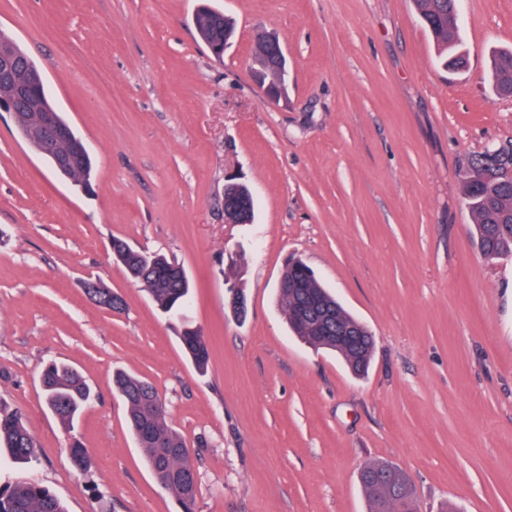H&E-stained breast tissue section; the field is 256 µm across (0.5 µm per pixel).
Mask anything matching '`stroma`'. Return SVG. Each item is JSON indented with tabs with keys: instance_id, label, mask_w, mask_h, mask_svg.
Returning a JSON list of instances; mask_svg holds the SVG:
<instances>
[{
	"instance_id": "1",
	"label": "stroma",
	"mask_w": 512,
	"mask_h": 512,
	"mask_svg": "<svg viewBox=\"0 0 512 512\" xmlns=\"http://www.w3.org/2000/svg\"><path fill=\"white\" fill-rule=\"evenodd\" d=\"M214 3L237 23L220 60L197 37L196 0H0V32L95 163L82 192L0 112V406L37 442L25 478L68 512H178L112 390L123 370L157 388L190 448L196 512H367L371 462L405 471L418 512H512V256L480 254L462 180L472 155L512 147V97L488 80L493 52L512 49V0H461L457 72L412 0ZM261 30L288 54L276 102L253 77ZM230 178L252 189L253 223H226ZM116 237L190 274L206 372L113 262ZM291 256L373 333L367 375L291 334L278 294ZM91 279L125 310L98 307ZM53 360L95 393L71 432L42 403Z\"/></svg>"
}]
</instances>
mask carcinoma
Here are the masks:
<instances>
[{
  "mask_svg": "<svg viewBox=\"0 0 512 512\" xmlns=\"http://www.w3.org/2000/svg\"><path fill=\"white\" fill-rule=\"evenodd\" d=\"M422 25L431 33L438 48L452 65L462 67L465 56L458 49L459 0H414ZM200 40L213 55H224V39L234 34L233 21L221 10L207 6L193 16ZM0 49L15 57L14 69L8 78L0 77V84L9 82L12 88L28 93L33 106L20 113L18 121L27 122L32 113L55 111L46 93L25 85L27 69L35 61L15 41L5 43L0 35ZM255 62L267 77L285 82L277 57L268 46L258 42ZM496 90L505 95L512 91V54L501 58L496 68ZM490 152L471 158L465 171L464 203L474 219V232L479 250L487 260L512 254V179L496 176L492 163L507 167L512 164V151L501 148L493 160ZM44 159L55 173L75 187L91 185L93 162L86 154L67 168H58L54 160ZM236 203L224 205V215L234 223L242 221L246 212L254 210L253 196L241 185L233 191ZM112 253L125 275L147 293L157 309L171 316H183L191 301L190 280L185 269L161 254H147L129 246L125 241L112 240ZM283 277L296 284L283 289L280 303L288 324L301 321L317 324L319 329L301 332L299 339L315 347L336 349V342L326 336L336 335V328L354 329L356 343L341 351V357L355 374L368 369L374 347V336L343 307L336 306V298L314 277H308L297 267L285 266ZM86 291L101 308L122 311L124 299L112 292L102 281H90ZM182 349L195 368L205 371L210 360L208 343L196 326L184 327L179 336ZM41 391L45 406L67 430L93 398L91 386L72 365L50 362L41 373ZM112 387L120 395L129 428L141 449L145 461L157 483L179 505L181 512H194L197 499V479L189 448L183 439L169 427L164 401L151 382L118 371L112 376ZM73 466L83 471L90 460L89 451L77 440L69 448ZM37 459V443L24 424V415L18 410L0 408V466L28 464ZM359 482L369 504L370 512H416L414 494L405 473L396 466L373 463L360 472ZM0 512H66L61 501L48 488L18 478L0 490Z\"/></svg>",
  "mask_w": 512,
  "mask_h": 512,
  "instance_id": "1",
  "label": "carcinoma"
}]
</instances>
